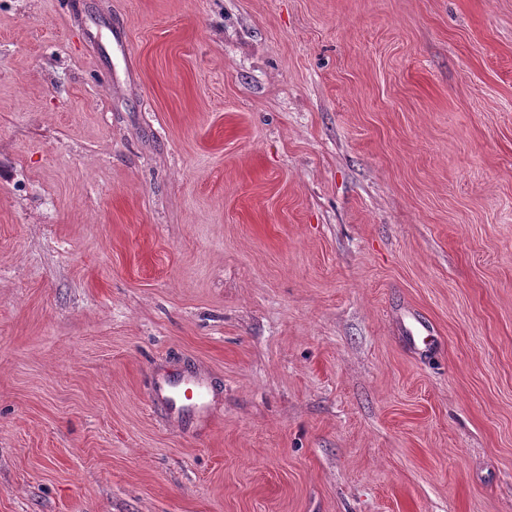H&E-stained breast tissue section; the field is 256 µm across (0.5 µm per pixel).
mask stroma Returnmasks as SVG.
Wrapping results in <instances>:
<instances>
[{"label":"stroma","instance_id":"35a3bbf8","mask_svg":"<svg viewBox=\"0 0 512 512\" xmlns=\"http://www.w3.org/2000/svg\"><path fill=\"white\" fill-rule=\"evenodd\" d=\"M0 512H512V0H0ZM407 334L421 341V348L419 350L423 352H429L437 345L433 329L430 328L426 321L418 318H414V321L408 325Z\"/></svg>","mask_w":512,"mask_h":512}]
</instances>
